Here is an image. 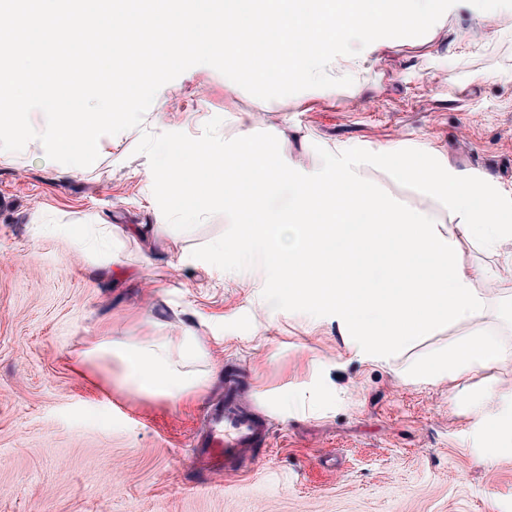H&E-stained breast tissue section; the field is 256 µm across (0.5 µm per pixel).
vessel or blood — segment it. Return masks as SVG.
Segmentation results:
<instances>
[{"label": "vessel or blood", "instance_id": "1", "mask_svg": "<svg viewBox=\"0 0 512 512\" xmlns=\"http://www.w3.org/2000/svg\"><path fill=\"white\" fill-rule=\"evenodd\" d=\"M269 432L268 421L243 405L236 388L231 387L223 403L210 409L207 429L194 445L208 450L214 468L235 471L242 452L264 443Z\"/></svg>", "mask_w": 512, "mask_h": 512}]
</instances>
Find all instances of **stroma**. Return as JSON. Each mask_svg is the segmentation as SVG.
<instances>
[{
  "label": "stroma",
  "mask_w": 512,
  "mask_h": 512,
  "mask_svg": "<svg viewBox=\"0 0 512 512\" xmlns=\"http://www.w3.org/2000/svg\"><path fill=\"white\" fill-rule=\"evenodd\" d=\"M494 16L496 38L459 39ZM369 98L316 88L258 99L196 65L158 91L141 127L103 138L97 168L47 159L29 142L0 164V512H512V243L479 289L485 326L507 352L465 382L401 379L396 367L465 334L458 323L405 348L395 365L334 317L272 309L266 276L192 258L229 227L181 232L153 194L143 132L275 135L283 160L319 170L318 148L426 146L489 176L512 198V0H458L423 36L391 38L359 76ZM78 224H108L107 258L77 253ZM205 342L210 386L171 405L107 386L79 362L103 336ZM270 421L249 472L222 473L193 440L228 383Z\"/></svg>",
  "instance_id": "obj_1"
}]
</instances>
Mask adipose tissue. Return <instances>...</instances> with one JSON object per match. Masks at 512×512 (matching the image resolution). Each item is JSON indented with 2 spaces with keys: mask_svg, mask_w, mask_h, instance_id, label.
Listing matches in <instances>:
<instances>
[{
  "mask_svg": "<svg viewBox=\"0 0 512 512\" xmlns=\"http://www.w3.org/2000/svg\"><path fill=\"white\" fill-rule=\"evenodd\" d=\"M207 356L201 338L188 331L179 336H144L133 343L104 336L85 352L83 363L101 370L106 361L118 358L128 388L176 405L208 387L210 372L197 368Z\"/></svg>",
  "mask_w": 512,
  "mask_h": 512,
  "instance_id": "adipose-tissue-1",
  "label": "adipose tissue"
}]
</instances>
